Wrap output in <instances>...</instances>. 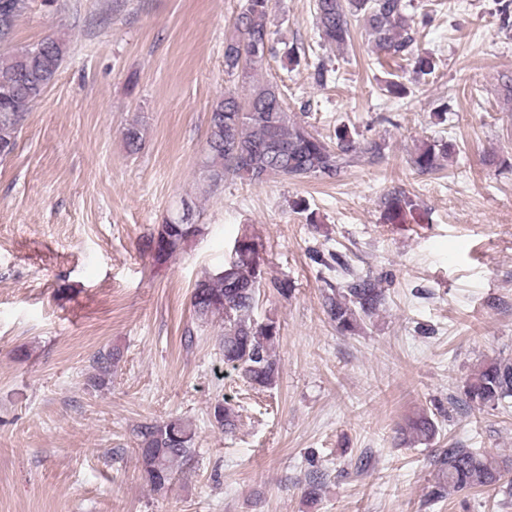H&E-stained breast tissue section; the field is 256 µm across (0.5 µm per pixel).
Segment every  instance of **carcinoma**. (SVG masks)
Segmentation results:
<instances>
[{
    "label": "carcinoma",
    "instance_id": "1",
    "mask_svg": "<svg viewBox=\"0 0 512 512\" xmlns=\"http://www.w3.org/2000/svg\"><path fill=\"white\" fill-rule=\"evenodd\" d=\"M29 8V0H0V46L14 42L16 22ZM271 0H246L234 18L233 35L224 43V73L229 80L248 89L241 98L232 90L224 93L208 117L200 179L208 192L224 188L230 177L261 183L270 176L293 180L327 181L364 159H383L386 145L369 139H355L347 130L336 132L332 145L305 123L291 115L278 83L261 78V71L276 53L268 27ZM412 0H315L316 28L321 40L341 46L350 36L351 19L362 18L372 37V52L379 64L411 61L414 69L430 74V57L414 55L412 46ZM64 44L48 36L36 44L15 47L0 54V145L16 149L17 134L31 105L41 98L58 76L64 61ZM145 129L134 121L123 128L129 153L140 150ZM448 156V144H423L410 158L414 170L432 174L440 159ZM384 207L395 222L413 201L394 190L384 196ZM199 232L185 214L169 217L150 235L147 248L160 261L180 250ZM262 244L246 234L235 239L223 269L198 281L191 297L195 314L202 320L224 319L219 348L224 364L240 371L248 384L273 386L279 366L272 355L279 338L275 321L258 323L250 318L262 286L260 252ZM385 294L376 279L351 275L335 293L326 297L325 311L336 328L355 333L376 314ZM114 354L94 356L98 374L93 386L106 384ZM512 398V362L490 360L475 368L462 386L457 400L480 408H497ZM213 422L222 429L233 426L235 412L226 400L213 407ZM405 433L419 441H431L436 422L426 413L410 420ZM142 467L155 491L165 489L181 465L191 456L195 432L192 425L172 418L144 423L137 430ZM439 481L430 492L436 500L451 492L491 487L512 471V456L480 453L450 446L434 460Z\"/></svg>",
    "mask_w": 512,
    "mask_h": 512
}]
</instances>
